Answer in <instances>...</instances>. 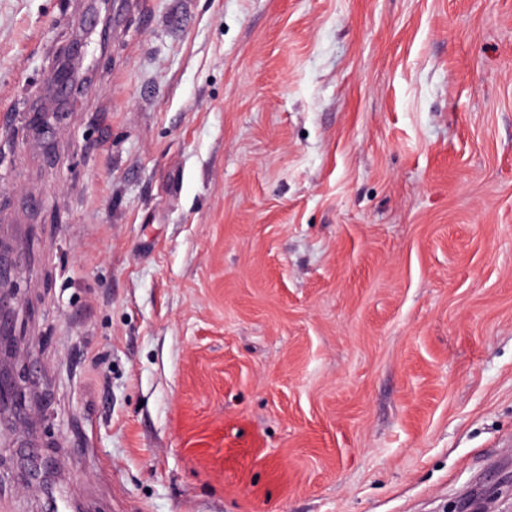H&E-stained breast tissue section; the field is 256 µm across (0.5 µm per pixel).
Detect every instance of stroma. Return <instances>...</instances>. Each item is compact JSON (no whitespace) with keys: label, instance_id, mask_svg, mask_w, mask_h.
<instances>
[{"label":"stroma","instance_id":"obj_1","mask_svg":"<svg viewBox=\"0 0 512 512\" xmlns=\"http://www.w3.org/2000/svg\"><path fill=\"white\" fill-rule=\"evenodd\" d=\"M0 0L37 437L0 512H448L512 480V0Z\"/></svg>","mask_w":512,"mask_h":512}]
</instances>
